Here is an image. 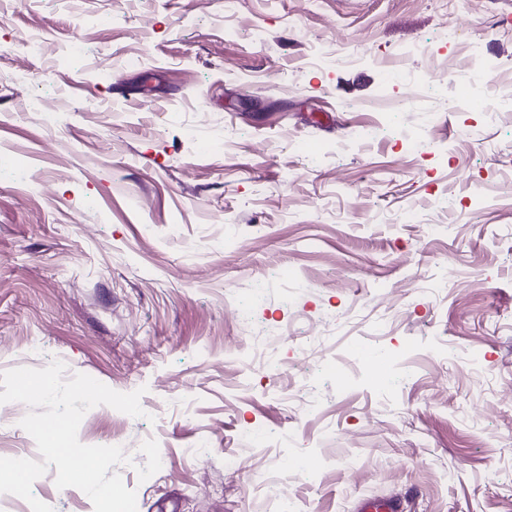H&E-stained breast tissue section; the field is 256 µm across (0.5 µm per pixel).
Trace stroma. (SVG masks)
I'll return each instance as SVG.
<instances>
[{
	"label": "stroma",
	"mask_w": 512,
	"mask_h": 512,
	"mask_svg": "<svg viewBox=\"0 0 512 512\" xmlns=\"http://www.w3.org/2000/svg\"><path fill=\"white\" fill-rule=\"evenodd\" d=\"M448 25L490 65L483 106L392 85L393 64L466 78ZM510 84L512 0H0V373L143 389V417L78 429L141 449L115 467L137 512H264L292 435L319 465L294 512H512ZM259 285L241 332L224 294ZM56 474L33 495L94 512ZM356 512H403V509L398 498L364 497L357 502Z\"/></svg>",
	"instance_id": "35a3bbf8"
}]
</instances>
